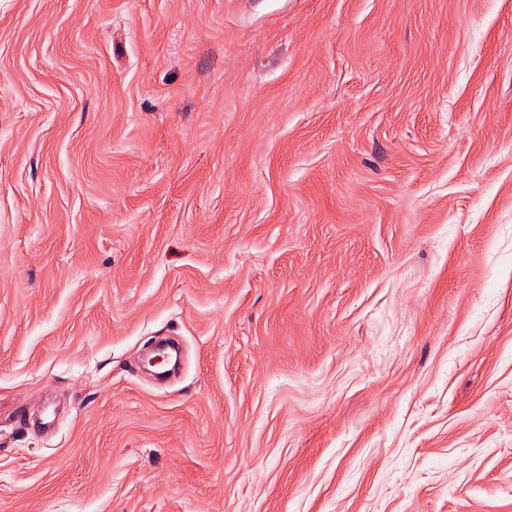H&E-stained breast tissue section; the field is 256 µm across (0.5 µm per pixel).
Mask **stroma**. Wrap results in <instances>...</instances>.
<instances>
[{"label":"stroma","mask_w":512,"mask_h":512,"mask_svg":"<svg viewBox=\"0 0 512 512\" xmlns=\"http://www.w3.org/2000/svg\"><path fill=\"white\" fill-rule=\"evenodd\" d=\"M0 512H512V0H0Z\"/></svg>","instance_id":"stroma-1"}]
</instances>
